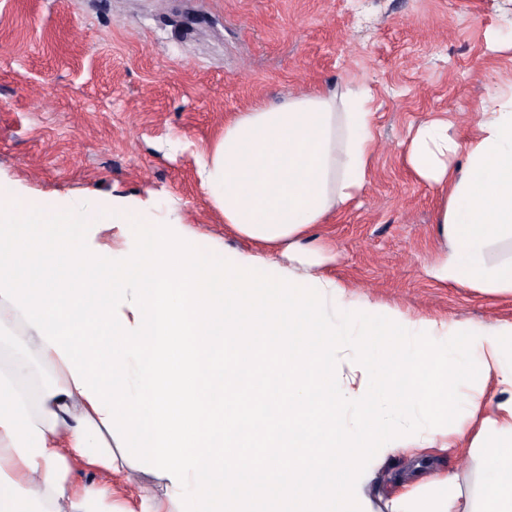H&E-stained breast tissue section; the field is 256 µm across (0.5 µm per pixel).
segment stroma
Instances as JSON below:
<instances>
[{
  "label": "stroma",
  "instance_id": "obj_1",
  "mask_svg": "<svg viewBox=\"0 0 512 512\" xmlns=\"http://www.w3.org/2000/svg\"><path fill=\"white\" fill-rule=\"evenodd\" d=\"M512 0H0V180L33 200L119 197L146 223L179 224L217 251L253 245L199 186L198 160L225 118L294 86L353 82L372 94L378 150L357 202L317 233L325 271L368 298L445 323L512 321V294L445 287L427 275L442 251L439 198L403 162L411 132L512 90ZM373 512L399 480L457 476L477 500L470 448L387 457ZM113 498L143 512L155 473L122 461Z\"/></svg>",
  "mask_w": 512,
  "mask_h": 512
}]
</instances>
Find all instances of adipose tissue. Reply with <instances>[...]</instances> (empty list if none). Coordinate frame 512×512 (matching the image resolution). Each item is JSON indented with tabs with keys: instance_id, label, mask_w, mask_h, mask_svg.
I'll return each instance as SVG.
<instances>
[{
	"instance_id": "1",
	"label": "adipose tissue",
	"mask_w": 512,
	"mask_h": 512,
	"mask_svg": "<svg viewBox=\"0 0 512 512\" xmlns=\"http://www.w3.org/2000/svg\"><path fill=\"white\" fill-rule=\"evenodd\" d=\"M367 90L292 88L229 116L201 156V187L239 234L298 257L217 254L173 224L144 223L115 200L24 201L0 185V512H124L112 486H78L72 461L107 472L136 457L164 474L147 512H370L367 488L390 453L471 436L484 506L456 479L403 484L390 512H512V322L445 327L313 274L328 224L364 188L376 150ZM467 134L420 124L408 169L438 187L441 284L512 293V94L473 111ZM125 226L121 261L89 250L85 226ZM51 372L31 384L17 348ZM249 389L223 399L221 375ZM493 384L499 400L476 433L459 387ZM425 435L407 427L410 416ZM289 454H281L280 446Z\"/></svg>"
}]
</instances>
